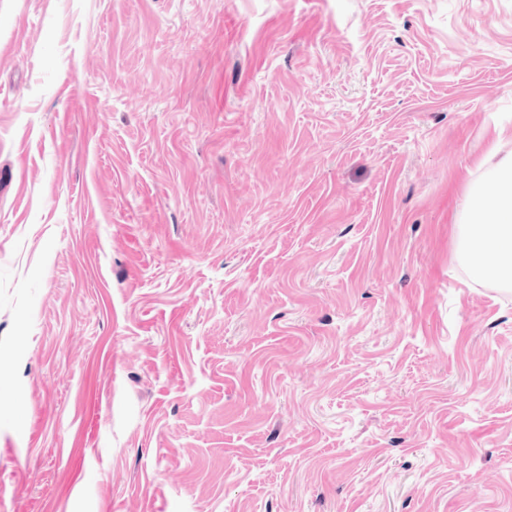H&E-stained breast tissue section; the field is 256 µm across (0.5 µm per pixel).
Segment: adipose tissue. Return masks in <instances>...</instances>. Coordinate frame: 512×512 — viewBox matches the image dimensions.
Instances as JSON below:
<instances>
[{"label": "adipose tissue", "mask_w": 512, "mask_h": 512, "mask_svg": "<svg viewBox=\"0 0 512 512\" xmlns=\"http://www.w3.org/2000/svg\"><path fill=\"white\" fill-rule=\"evenodd\" d=\"M493 190L472 187L465 212L480 219L478 228L459 226L458 253L479 281L512 278V157L488 171Z\"/></svg>", "instance_id": "1"}]
</instances>
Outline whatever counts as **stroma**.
Segmentation results:
<instances>
[{"label":"stroma","mask_w":512,"mask_h":512,"mask_svg":"<svg viewBox=\"0 0 512 512\" xmlns=\"http://www.w3.org/2000/svg\"><path fill=\"white\" fill-rule=\"evenodd\" d=\"M512 0H0V512H512ZM497 183L491 191L479 186L469 189L465 213L480 218L473 230L458 224V253L475 280L512 282V156L488 170Z\"/></svg>","instance_id":"1"}]
</instances>
